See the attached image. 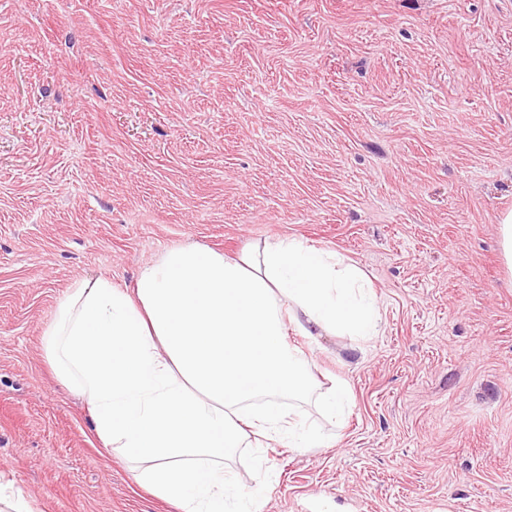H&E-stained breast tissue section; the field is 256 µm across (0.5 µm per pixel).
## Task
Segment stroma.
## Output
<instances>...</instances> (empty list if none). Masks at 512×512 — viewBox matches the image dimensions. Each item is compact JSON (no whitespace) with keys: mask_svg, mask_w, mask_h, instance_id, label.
<instances>
[{"mask_svg":"<svg viewBox=\"0 0 512 512\" xmlns=\"http://www.w3.org/2000/svg\"><path fill=\"white\" fill-rule=\"evenodd\" d=\"M512 0H0V497L178 512L101 448L43 332L192 241L356 263L377 335L302 336L343 425L224 462L255 512H512ZM499 226V246L504 265L512 272V211L501 216ZM349 387L342 381L334 382L326 391L319 394V404L324 414L335 420L343 414L345 404L350 402Z\"/></svg>","mask_w":512,"mask_h":512,"instance_id":"1","label":"stroma"}]
</instances>
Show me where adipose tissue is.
<instances>
[{"instance_id": "obj_1", "label": "adipose tissue", "mask_w": 512, "mask_h": 512, "mask_svg": "<svg viewBox=\"0 0 512 512\" xmlns=\"http://www.w3.org/2000/svg\"><path fill=\"white\" fill-rule=\"evenodd\" d=\"M378 319L363 272L339 254L295 238L232 258L185 243L143 265L133 287L75 281L44 351L139 486L179 512H228L224 459L249 437L327 445L271 400L312 385L286 323L304 336H369Z\"/></svg>"}]
</instances>
